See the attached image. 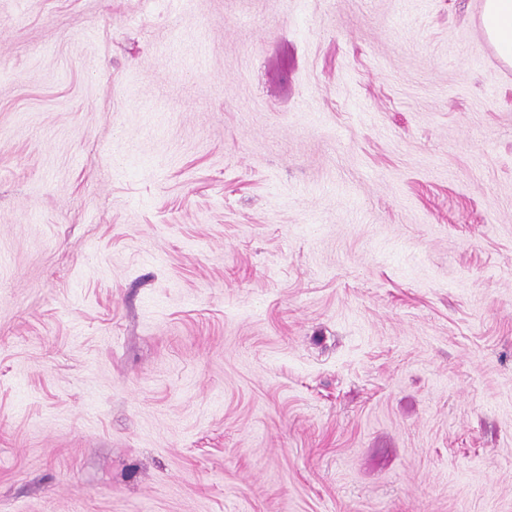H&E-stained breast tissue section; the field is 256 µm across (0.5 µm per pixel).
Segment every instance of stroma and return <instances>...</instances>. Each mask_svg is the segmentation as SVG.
Returning a JSON list of instances; mask_svg holds the SVG:
<instances>
[{"instance_id":"1","label":"stroma","mask_w":512,"mask_h":512,"mask_svg":"<svg viewBox=\"0 0 512 512\" xmlns=\"http://www.w3.org/2000/svg\"><path fill=\"white\" fill-rule=\"evenodd\" d=\"M482 2L0 0V512H512Z\"/></svg>"}]
</instances>
